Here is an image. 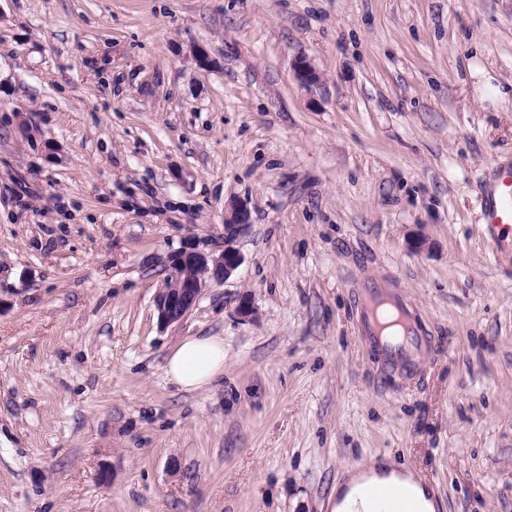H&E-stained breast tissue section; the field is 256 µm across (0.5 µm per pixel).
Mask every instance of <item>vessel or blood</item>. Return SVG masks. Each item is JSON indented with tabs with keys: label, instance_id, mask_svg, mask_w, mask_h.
<instances>
[{
	"label": "vessel or blood",
	"instance_id": "obj_1",
	"mask_svg": "<svg viewBox=\"0 0 512 512\" xmlns=\"http://www.w3.org/2000/svg\"><path fill=\"white\" fill-rule=\"evenodd\" d=\"M482 224L487 233L512 227V163L496 167V182L483 202ZM362 332L393 369L410 368L423 339L407 305L394 298L380 283L369 284L361 295ZM361 497L370 512H416V506L403 484L366 482Z\"/></svg>",
	"mask_w": 512,
	"mask_h": 512
}]
</instances>
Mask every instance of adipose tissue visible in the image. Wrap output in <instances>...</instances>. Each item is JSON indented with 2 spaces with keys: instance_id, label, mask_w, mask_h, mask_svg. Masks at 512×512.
Masks as SVG:
<instances>
[{
  "instance_id": "1",
  "label": "adipose tissue",
  "mask_w": 512,
  "mask_h": 512,
  "mask_svg": "<svg viewBox=\"0 0 512 512\" xmlns=\"http://www.w3.org/2000/svg\"><path fill=\"white\" fill-rule=\"evenodd\" d=\"M168 380L185 391L209 388L224 374V339L220 336H193L181 341L168 355L164 366ZM386 478L402 482L414 498L418 512H434L432 493L416 483L410 474L400 472L387 460H369L359 473L349 474L343 486L336 490L335 512H367L357 498L361 479Z\"/></svg>"
}]
</instances>
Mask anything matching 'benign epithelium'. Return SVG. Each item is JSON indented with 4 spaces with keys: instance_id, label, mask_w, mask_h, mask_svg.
Wrapping results in <instances>:
<instances>
[{
    "instance_id": "7a95c632",
    "label": "benign epithelium",
    "mask_w": 512,
    "mask_h": 512,
    "mask_svg": "<svg viewBox=\"0 0 512 512\" xmlns=\"http://www.w3.org/2000/svg\"><path fill=\"white\" fill-rule=\"evenodd\" d=\"M294 70L302 85L317 83L318 75L307 61H296ZM249 225L247 207L232 202L225 208L224 248L219 253L205 252L188 244L166 256L168 277L155 298L161 322L170 325L181 321L208 288L230 277L241 264V256L233 243Z\"/></svg>"
}]
</instances>
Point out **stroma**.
Returning a JSON list of instances; mask_svg holds the SVG:
<instances>
[{"label":"stroma","instance_id":"1","mask_svg":"<svg viewBox=\"0 0 512 512\" xmlns=\"http://www.w3.org/2000/svg\"><path fill=\"white\" fill-rule=\"evenodd\" d=\"M477 67L512 81V0H0V512H330L386 456L437 512H512V240L480 217L512 99ZM232 201L241 265L161 324L163 257L221 250ZM359 278L422 314L413 380ZM188 336L224 339L210 389L165 377ZM475 78L474 89L477 94L493 101H505L510 96V84L501 83L495 85L491 82L493 79L486 70L477 69L473 73Z\"/></svg>","mask_w":512,"mask_h":512}]
</instances>
